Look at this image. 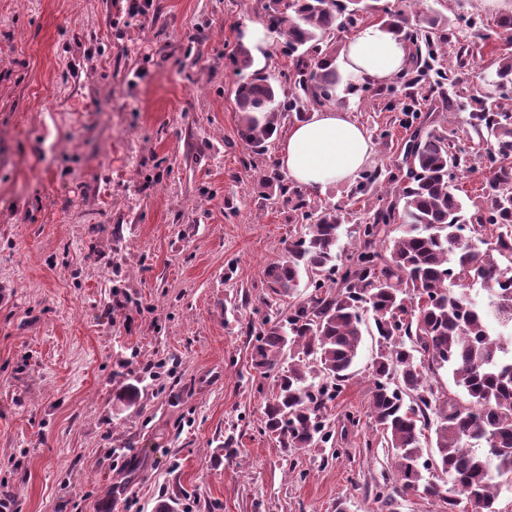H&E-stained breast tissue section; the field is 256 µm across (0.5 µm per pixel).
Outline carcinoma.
Returning <instances> with one entry per match:
<instances>
[{
	"label": "carcinoma",
	"mask_w": 512,
	"mask_h": 512,
	"mask_svg": "<svg viewBox=\"0 0 512 512\" xmlns=\"http://www.w3.org/2000/svg\"><path fill=\"white\" fill-rule=\"evenodd\" d=\"M367 0H264L271 28L286 40L295 72L293 84L252 74L235 89L238 135L262 148L287 113L303 118L302 100L327 102L342 80L331 67L336 47L329 36L355 26ZM419 24L401 12L384 24L411 34L417 54L438 57L433 29L439 19L417 10ZM494 80L469 96L470 117L479 131L475 152L455 149L452 136L416 127L401 162L363 174L352 193L373 185L395 201L378 204L354 230L345 261L337 251L338 216L307 210L301 191L277 181L282 194L296 196L304 232L288 244L284 261L267 267L268 313L254 337L253 368L273 377L263 424L284 453L325 450L333 443L323 408L355 375L365 336L376 337L368 416L391 451L394 478L376 493L381 512H396L398 498L423 492L456 512L460 498L473 512H499L497 499L512 483V349L494 334L512 321V38L496 51ZM480 161L489 173L482 193L465 204L456 175ZM306 298L288 312L280 301ZM480 286L484 306L471 296ZM448 371L465 398L434 387L430 375ZM448 476V488L433 482Z\"/></svg>",
	"instance_id": "carcinoma-1"
}]
</instances>
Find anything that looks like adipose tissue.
Instances as JSON below:
<instances>
[{"label": "adipose tissue", "instance_id": "adipose-tissue-1", "mask_svg": "<svg viewBox=\"0 0 512 512\" xmlns=\"http://www.w3.org/2000/svg\"><path fill=\"white\" fill-rule=\"evenodd\" d=\"M409 46L401 35L375 24L362 26L345 44L338 60L348 76L387 83L407 65ZM373 152L366 130L335 104L315 110L288 130L279 165L288 178L312 188L353 181Z\"/></svg>", "mask_w": 512, "mask_h": 512}]
</instances>
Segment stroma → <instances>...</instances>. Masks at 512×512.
Masks as SVG:
<instances>
[{"mask_svg":"<svg viewBox=\"0 0 512 512\" xmlns=\"http://www.w3.org/2000/svg\"><path fill=\"white\" fill-rule=\"evenodd\" d=\"M449 81L410 60L390 83L337 88L365 127L370 167L392 165L405 113L474 131L463 105L505 35L485 0H427ZM262 0H0V498L12 512H379L392 472L366 447L365 340L329 405L337 457L283 453L260 430L274 381L251 367L247 324L300 225L278 172L238 135L230 55ZM351 184L305 189L351 250ZM159 373H152V366ZM137 384L132 407L115 400ZM361 415L344 428L345 414Z\"/></svg>","mask_w":512,"mask_h":512,"instance_id":"obj_1","label":"stroma"}]
</instances>
